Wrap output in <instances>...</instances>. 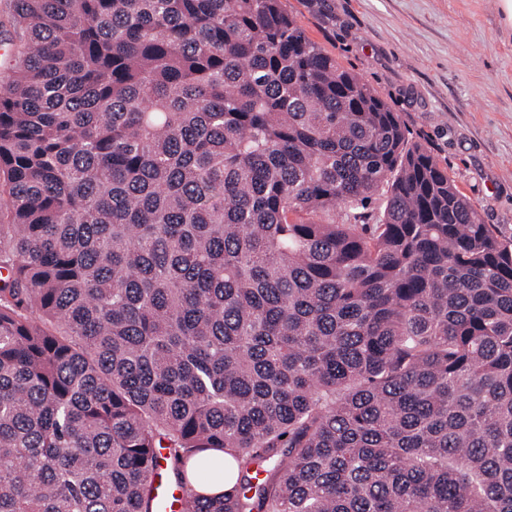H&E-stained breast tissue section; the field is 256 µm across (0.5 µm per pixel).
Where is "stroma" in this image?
I'll return each mask as SVG.
<instances>
[{
    "label": "stroma",
    "mask_w": 512,
    "mask_h": 512,
    "mask_svg": "<svg viewBox=\"0 0 512 512\" xmlns=\"http://www.w3.org/2000/svg\"><path fill=\"white\" fill-rule=\"evenodd\" d=\"M512 237V28L500 0H282Z\"/></svg>",
    "instance_id": "35a3bbf8"
}]
</instances>
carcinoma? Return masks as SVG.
<instances>
[{"mask_svg":"<svg viewBox=\"0 0 512 512\" xmlns=\"http://www.w3.org/2000/svg\"><path fill=\"white\" fill-rule=\"evenodd\" d=\"M12 25L0 512H512V239L399 113L280 0Z\"/></svg>","mask_w":512,"mask_h":512,"instance_id":"1","label":"carcinoma"}]
</instances>
